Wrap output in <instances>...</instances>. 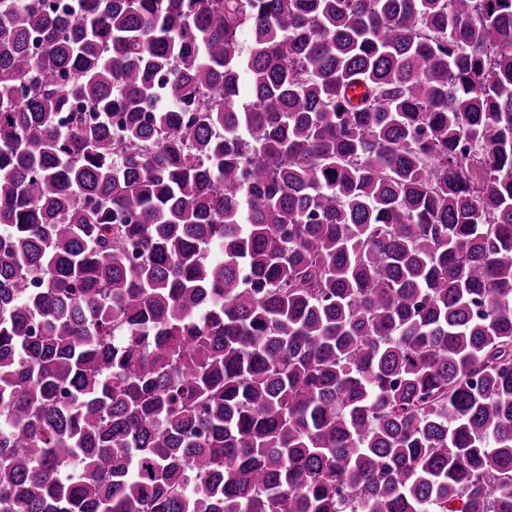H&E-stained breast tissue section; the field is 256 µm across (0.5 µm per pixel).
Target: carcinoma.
<instances>
[{
	"instance_id": "obj_1",
	"label": "carcinoma",
	"mask_w": 512,
	"mask_h": 512,
	"mask_svg": "<svg viewBox=\"0 0 512 512\" xmlns=\"http://www.w3.org/2000/svg\"><path fill=\"white\" fill-rule=\"evenodd\" d=\"M0 512H512V0H0Z\"/></svg>"
}]
</instances>
